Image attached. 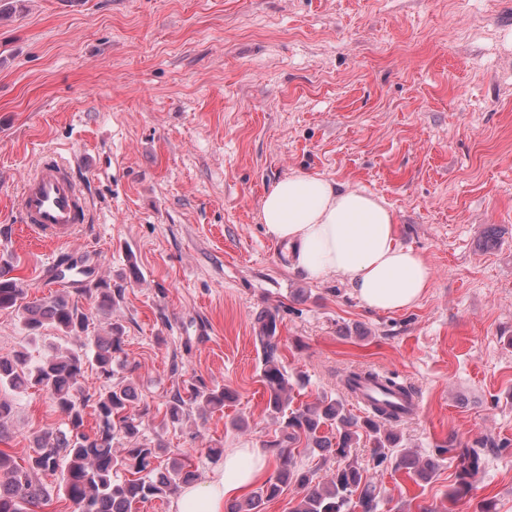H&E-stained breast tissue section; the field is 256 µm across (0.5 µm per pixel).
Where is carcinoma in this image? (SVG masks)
Masks as SVG:
<instances>
[{
  "mask_svg": "<svg viewBox=\"0 0 512 512\" xmlns=\"http://www.w3.org/2000/svg\"><path fill=\"white\" fill-rule=\"evenodd\" d=\"M79 292L108 319L104 333L90 330L89 316L70 293L30 301L23 283L0 274V311L15 312L31 340L50 325L78 342L76 348L53 346L34 364L25 348L0 356V434L14 414V396L33 387L43 390L51 407L66 417L65 429L39 430L30 435L25 464L0 450V512H28V507L38 506L47 495L46 487L37 480L44 473L61 472L59 488L73 503L75 512H133L134 505L166 498L198 478L185 455L169 457L163 465L158 462L166 452L163 444L143 438V422L150 407H133L137 393L121 375L129 367L124 325L112 318L124 298V289L110 279L94 277L83 283ZM277 322V311L265 308L256 314L253 332L263 353L266 411L278 425L279 436L270 442L276 449L278 466L247 499L232 503L227 512H263V505L290 484L300 490L292 512H354L357 508L360 512H376L373 486L353 456V448L363 436L370 441L376 465L395 453L394 470L420 480L430 479L437 460L400 448L401 437L392 430L393 425L403 422L398 399L407 398L410 388L393 373L353 370L344 379L348 391L355 392L368 383L378 390L366 416L354 414L340 395L323 394L294 407L291 392L296 386L305 387L308 379L300 374L290 382ZM88 364L95 366L102 379V388L91 395L80 386ZM232 397L233 393L224 387L189 384L182 390L177 388L167 401L162 425L182 423L193 405L204 415L220 410ZM88 407L95 417L91 434L84 424ZM117 440L124 441L119 451L113 448ZM303 440L313 452L333 453L336 468L323 477L314 469L297 467L293 449ZM486 447V441L468 445L454 438L441 446V451L453 453L456 461L452 499L468 492L471 480L483 466L480 449Z\"/></svg>",
  "mask_w": 512,
  "mask_h": 512,
  "instance_id": "obj_1",
  "label": "carcinoma"
}]
</instances>
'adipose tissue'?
Returning <instances> with one entry per match:
<instances>
[{
	"mask_svg": "<svg viewBox=\"0 0 512 512\" xmlns=\"http://www.w3.org/2000/svg\"><path fill=\"white\" fill-rule=\"evenodd\" d=\"M260 218L266 233L290 250L296 269L314 280L341 277L370 309L413 306L429 286L422 256L398 242L395 215L376 195L295 172L265 193ZM267 466L262 449H229L222 469L180 491L177 512H225L229 501L260 480Z\"/></svg>",
	"mask_w": 512,
	"mask_h": 512,
	"instance_id": "obj_1",
	"label": "adipose tissue"
}]
</instances>
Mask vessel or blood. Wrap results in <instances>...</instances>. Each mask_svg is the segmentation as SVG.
<instances>
[{
  "label": "vessel or blood",
  "mask_w": 512,
  "mask_h": 512,
  "mask_svg": "<svg viewBox=\"0 0 512 512\" xmlns=\"http://www.w3.org/2000/svg\"><path fill=\"white\" fill-rule=\"evenodd\" d=\"M89 207L88 196L63 161H40L23 182L20 213L35 238L57 244L69 242L82 232Z\"/></svg>",
  "instance_id": "vessel-or-blood-1"
}]
</instances>
